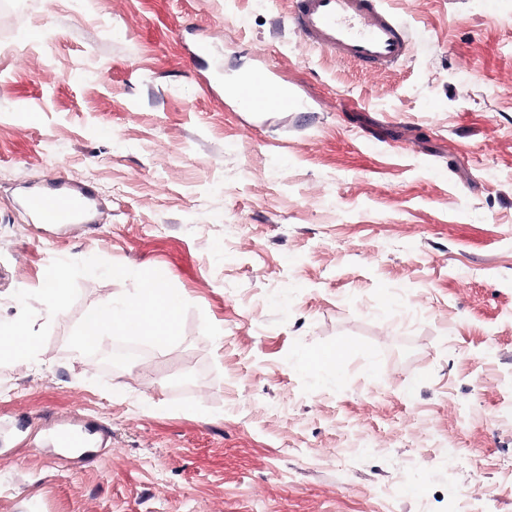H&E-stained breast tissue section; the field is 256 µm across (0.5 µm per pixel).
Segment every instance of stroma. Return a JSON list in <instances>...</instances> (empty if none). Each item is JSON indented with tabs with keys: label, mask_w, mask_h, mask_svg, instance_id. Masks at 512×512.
Wrapping results in <instances>:
<instances>
[{
	"label": "stroma",
	"mask_w": 512,
	"mask_h": 512,
	"mask_svg": "<svg viewBox=\"0 0 512 512\" xmlns=\"http://www.w3.org/2000/svg\"><path fill=\"white\" fill-rule=\"evenodd\" d=\"M390 6L412 48L385 71L306 45L290 0L0 12V321L57 258L163 268L191 305L114 370L68 338L132 281L36 305L0 512H512V0ZM260 60L300 111L225 96ZM59 176L97 197L64 234L15 204ZM82 416L112 431L93 460L34 451Z\"/></svg>",
	"instance_id": "1"
}]
</instances>
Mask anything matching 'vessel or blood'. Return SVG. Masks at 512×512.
Instances as JSON below:
<instances>
[{"label":"vessel or blood","mask_w":512,"mask_h":512,"mask_svg":"<svg viewBox=\"0 0 512 512\" xmlns=\"http://www.w3.org/2000/svg\"><path fill=\"white\" fill-rule=\"evenodd\" d=\"M293 21L308 44L336 57L370 68L390 67L409 53V30L383 4V0H292ZM240 107L254 114L294 112L298 101L276 80L267 65H259L234 90ZM90 189L59 182L49 188H27L17 197L18 206L41 224L83 222L92 212ZM104 427L76 428L69 422L50 429L43 440L47 448L103 447Z\"/></svg>","instance_id":"vessel-or-blood-1"}]
</instances>
